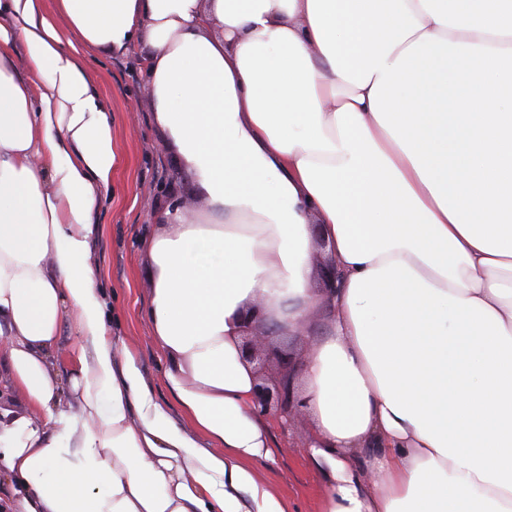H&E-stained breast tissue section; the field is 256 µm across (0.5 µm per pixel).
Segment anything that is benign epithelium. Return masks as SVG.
I'll return each mask as SVG.
<instances>
[{
	"instance_id": "obj_1",
	"label": "benign epithelium",
	"mask_w": 512,
	"mask_h": 512,
	"mask_svg": "<svg viewBox=\"0 0 512 512\" xmlns=\"http://www.w3.org/2000/svg\"><path fill=\"white\" fill-rule=\"evenodd\" d=\"M319 292L326 298L336 292L338 273L329 257H324L317 269ZM242 356L254 368V401L260 410L280 420L287 431L305 418L301 400L296 394V379L301 372L305 355L273 343L272 329L264 326L258 310L245 314Z\"/></svg>"
}]
</instances>
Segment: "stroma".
I'll list each match as a JSON object with an SVG mask.
<instances>
[{
  "label": "stroma",
  "mask_w": 512,
  "mask_h": 512,
  "mask_svg": "<svg viewBox=\"0 0 512 512\" xmlns=\"http://www.w3.org/2000/svg\"><path fill=\"white\" fill-rule=\"evenodd\" d=\"M85 57L95 87L112 102V139L121 156L90 261L107 294L114 330L137 355L156 400L179 421L182 411L163 379L165 355L146 316L152 284L143 243L159 231L154 214L167 204L169 195H189L193 187L180 176L176 153L153 121L150 100L143 94L146 71L141 53L111 56L89 49ZM133 101L138 104L134 113L128 109ZM310 437L307 420L286 432L274 429L275 462L253 465L271 491L287 502L289 512H321L323 491L305 463Z\"/></svg>",
  "instance_id": "stroma-1"
}]
</instances>
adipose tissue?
I'll use <instances>...</instances> for the list:
<instances>
[{"instance_id":"1","label":"adipose tissue","mask_w":512,"mask_h":512,"mask_svg":"<svg viewBox=\"0 0 512 512\" xmlns=\"http://www.w3.org/2000/svg\"><path fill=\"white\" fill-rule=\"evenodd\" d=\"M136 45L204 201L146 245L179 422L90 263L120 156L84 51ZM314 224L342 276L303 366L322 512H512V0H0L13 512H288L241 317L288 337L323 304Z\"/></svg>"}]
</instances>
